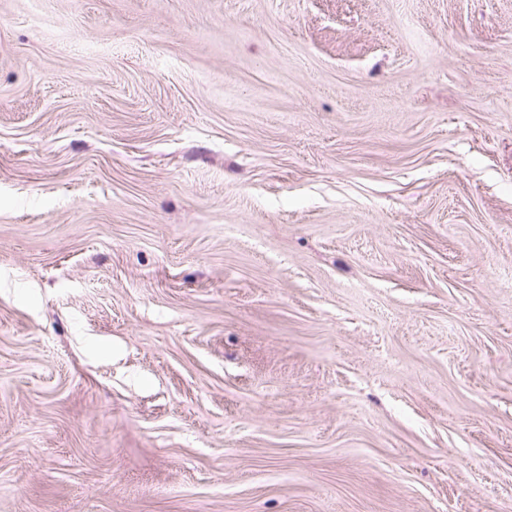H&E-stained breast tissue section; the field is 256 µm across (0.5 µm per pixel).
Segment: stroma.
Listing matches in <instances>:
<instances>
[{"instance_id": "1", "label": "stroma", "mask_w": 512, "mask_h": 512, "mask_svg": "<svg viewBox=\"0 0 512 512\" xmlns=\"http://www.w3.org/2000/svg\"><path fill=\"white\" fill-rule=\"evenodd\" d=\"M0 512H512V0H0Z\"/></svg>"}]
</instances>
